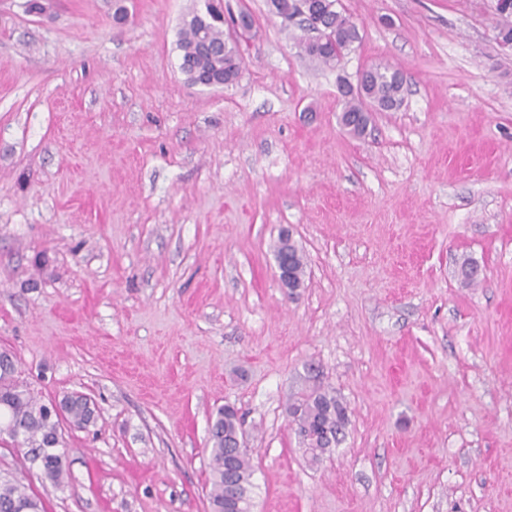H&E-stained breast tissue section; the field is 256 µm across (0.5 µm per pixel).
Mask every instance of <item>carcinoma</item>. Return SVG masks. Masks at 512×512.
Here are the masks:
<instances>
[{
    "instance_id": "cac0c4a2",
    "label": "carcinoma",
    "mask_w": 512,
    "mask_h": 512,
    "mask_svg": "<svg viewBox=\"0 0 512 512\" xmlns=\"http://www.w3.org/2000/svg\"><path fill=\"white\" fill-rule=\"evenodd\" d=\"M338 0H270L271 11L284 21L296 14L304 15V29L314 33L299 43L301 52L324 65L338 63L359 41L357 26L350 15L337 9ZM500 17L496 40L512 43V4L498 5ZM223 48L219 55H209L200 48V38ZM178 47L181 60L195 63L196 73L184 72L189 84L196 75L220 77L224 84L233 83L240 75L242 60L236 44L224 39V23L211 21L198 10L182 20ZM364 91L348 92L343 103L340 123L356 135H362L370 123L371 113L399 109L404 102L405 80L400 71L386 65H375L362 71ZM275 253H285L292 259L291 277L295 286L303 284L305 258L291 238L279 237ZM65 418L77 427L93 420L87 400L76 393L61 398ZM296 433L304 453L313 462L319 461L338 443L348 422L347 409L326 389H316L288 405ZM16 423L27 428L24 455L34 459L44 477L60 482L67 472V460L61 448L65 441L57 440L60 420L52 404L45 403L27 382L17 376V367L0 368V431ZM243 435L242 423L234 407L219 409L209 425V460L212 472L208 497L212 512H251L253 469L250 450L237 449V438ZM0 512H44V506L21 479H0Z\"/></svg>"
}]
</instances>
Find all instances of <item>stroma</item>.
Returning a JSON list of instances; mask_svg holds the SVG:
<instances>
[{"mask_svg":"<svg viewBox=\"0 0 512 512\" xmlns=\"http://www.w3.org/2000/svg\"><path fill=\"white\" fill-rule=\"evenodd\" d=\"M127 18H113L115 2ZM0 0V350L43 400L78 391L68 476L0 444L47 512H210L208 423L233 405L252 512H512V50L495 0H340L326 67L268 0L242 72L189 85L197 0ZM406 80L356 137L341 87ZM306 261L286 294L274 249ZM471 259L479 282L458 267ZM349 422L320 461L287 414ZM275 253L276 263V276L282 288L288 291V294H293L295 288L292 286V282L289 279L288 269L290 266V258L282 253H286L292 259L291 264V277L297 288H301L303 279L305 276V258L304 255L295 242L290 237L285 238L283 235L279 236ZM296 291V290H295ZM293 292V293H292ZM304 453L319 461L338 443L348 422L347 409L333 391L316 389L288 405Z\"/></svg>","mask_w":512,"mask_h":512,"instance_id":"stroma-1","label":"stroma"}]
</instances>
